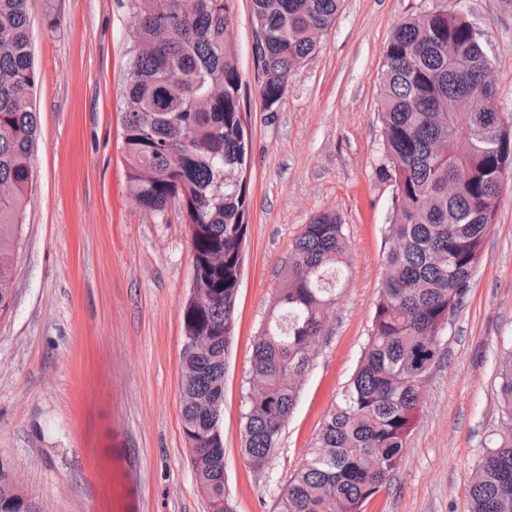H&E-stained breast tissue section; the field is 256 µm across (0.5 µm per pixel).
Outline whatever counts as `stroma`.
Wrapping results in <instances>:
<instances>
[{
    "instance_id": "35a3bbf8",
    "label": "stroma",
    "mask_w": 512,
    "mask_h": 512,
    "mask_svg": "<svg viewBox=\"0 0 512 512\" xmlns=\"http://www.w3.org/2000/svg\"><path fill=\"white\" fill-rule=\"evenodd\" d=\"M493 64L512 111V0H451ZM127 0H28L39 81L35 189L0 315V479L43 512H209L181 422V304L192 287L189 225L153 216L127 188ZM444 0H342L320 50L279 111L255 86L250 0L231 35L251 92L249 217L236 323L224 375L225 495L234 512H278L325 414L354 373L389 246L393 187L378 181L376 102L386 44L407 16ZM60 13L49 29L50 8ZM346 227L351 273L316 346L279 446L263 469L244 457L252 346L292 247L310 218ZM512 345V181L483 258L440 340L422 411L398 470L364 512H468L471 474L497 424V366Z\"/></svg>"
}]
</instances>
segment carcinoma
<instances>
[{"label":"carcinoma","mask_w":512,"mask_h":512,"mask_svg":"<svg viewBox=\"0 0 512 512\" xmlns=\"http://www.w3.org/2000/svg\"><path fill=\"white\" fill-rule=\"evenodd\" d=\"M133 25L124 91L129 194L153 215L178 202L190 225L195 288L182 307V420L196 482L213 512L224 502L222 430L226 353L234 326L248 228V85L231 37L234 0H127ZM341 0H251L257 87L276 112L296 70L320 47ZM38 82L27 0H0V312L9 310L12 230L33 187ZM496 98L491 63L464 15L435 7L390 37L377 101L376 178L393 186L390 244L367 342L325 415L306 464L288 481L279 512H362L407 448L423 395L419 377L442 358L448 312H458L512 175V122L477 109ZM456 183L448 195V182ZM349 271L345 224L313 216L298 237L272 311L253 347V399L242 414V451L267 465L292 414L326 316ZM207 337L203 349L192 340ZM499 419L473 471L470 512H512V347L497 370ZM0 512H41L0 482Z\"/></svg>","instance_id":"cac0c4a2"}]
</instances>
